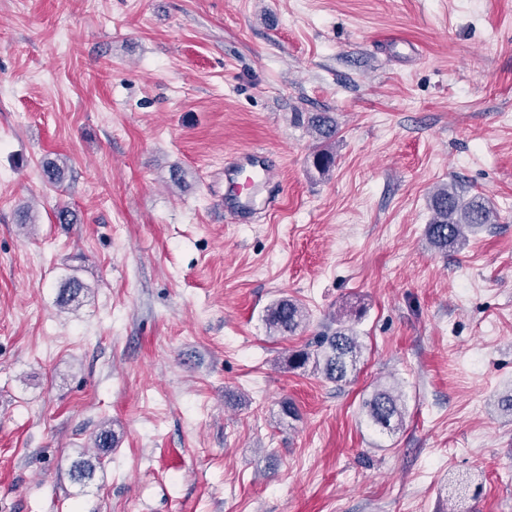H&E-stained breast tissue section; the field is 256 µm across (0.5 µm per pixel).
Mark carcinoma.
I'll list each match as a JSON object with an SVG mask.
<instances>
[{
  "label": "carcinoma",
  "mask_w": 512,
  "mask_h": 512,
  "mask_svg": "<svg viewBox=\"0 0 512 512\" xmlns=\"http://www.w3.org/2000/svg\"><path fill=\"white\" fill-rule=\"evenodd\" d=\"M307 123L316 141L311 154L313 167L321 174L334 164L331 143L336 139V121L326 112L308 116ZM431 220L426 227L430 245L441 252L457 251L466 241V233L485 224L498 223L499 215L491 202L480 194L466 195L452 184L437 187L429 196ZM85 285L76 278L69 279L62 289L60 303L68 306L86 292ZM308 311L297 299L281 297L266 309L264 321L269 331L277 336L293 335L306 325ZM363 353V345L350 321L336 318V329L321 334L315 349H300L288 355L290 369H306L320 373L325 379L345 383L356 370ZM362 408L368 421L382 431L391 432L402 426L405 404L395 386L376 389L363 401ZM102 455L77 462L71 477L81 481L92 475L101 464Z\"/></svg>",
  "instance_id": "cac0c4a2"
}]
</instances>
